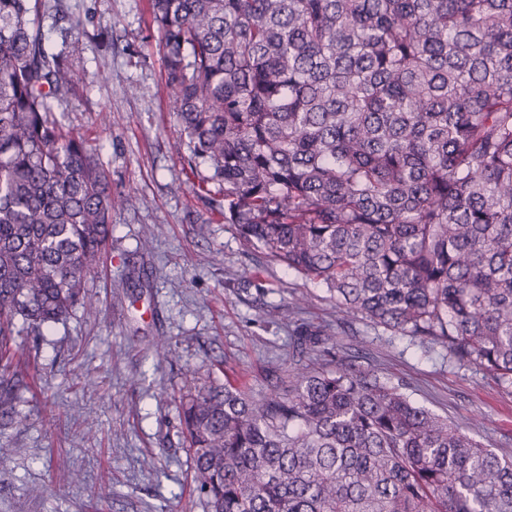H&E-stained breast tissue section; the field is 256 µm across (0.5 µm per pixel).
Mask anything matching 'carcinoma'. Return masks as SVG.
I'll use <instances>...</instances> for the list:
<instances>
[{
    "label": "carcinoma",
    "instance_id": "1",
    "mask_svg": "<svg viewBox=\"0 0 512 512\" xmlns=\"http://www.w3.org/2000/svg\"><path fill=\"white\" fill-rule=\"evenodd\" d=\"M0 0V411L36 363L11 349L87 304L112 192L55 118L74 73ZM191 157L248 243L340 312L428 338L512 389V0H151ZM256 399L229 379L178 398L205 512H512L498 454L328 332ZM331 354L335 369L302 367Z\"/></svg>",
    "mask_w": 512,
    "mask_h": 512
}]
</instances>
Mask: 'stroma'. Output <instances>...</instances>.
Segmentation results:
<instances>
[{
	"instance_id": "obj_1",
	"label": "stroma",
	"mask_w": 512,
	"mask_h": 512,
	"mask_svg": "<svg viewBox=\"0 0 512 512\" xmlns=\"http://www.w3.org/2000/svg\"><path fill=\"white\" fill-rule=\"evenodd\" d=\"M49 3L37 23L76 74L57 116L92 147L113 191L137 202L112 214L91 307L16 339L40 378L0 418V512H203L180 433L184 370L269 394L271 368L292 358L291 330L270 312L292 305L298 325L328 330L355 364L512 453L511 392L440 344L345 317L325 284L246 244L200 197L219 186L209 162H187L149 0ZM70 14L84 21L80 38L66 32Z\"/></svg>"
}]
</instances>
